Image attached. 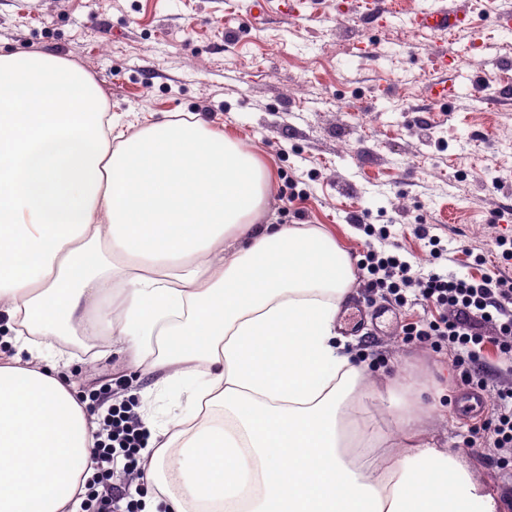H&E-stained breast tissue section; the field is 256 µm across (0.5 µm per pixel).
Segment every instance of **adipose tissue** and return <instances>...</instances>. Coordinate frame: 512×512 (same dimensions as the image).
<instances>
[{
	"label": "adipose tissue",
	"mask_w": 512,
	"mask_h": 512,
	"mask_svg": "<svg viewBox=\"0 0 512 512\" xmlns=\"http://www.w3.org/2000/svg\"><path fill=\"white\" fill-rule=\"evenodd\" d=\"M271 185L196 115L117 134L84 70L0 53V512H80L98 424L59 372L65 336L107 337L184 397L167 424L141 414L168 512H500L422 439L423 383L368 381L336 326L353 261L319 226L260 223ZM367 409L374 414V423L381 428L382 431L386 432L390 439V445L392 451H397L402 445V434L396 429L390 422L387 415L382 413V409L378 404V400L372 399L367 401Z\"/></svg>",
	"instance_id": "1"
}]
</instances>
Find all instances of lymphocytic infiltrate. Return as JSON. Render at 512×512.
I'll use <instances>...</instances> for the list:
<instances>
[{
    "mask_svg": "<svg viewBox=\"0 0 512 512\" xmlns=\"http://www.w3.org/2000/svg\"><path fill=\"white\" fill-rule=\"evenodd\" d=\"M368 288H384L392 295L408 288H418L427 306L439 309L437 318H424L410 327L409 335L420 340L447 342L456 351L454 366L461 383L481 385L480 352L485 344L483 326H493L496 343L503 354L512 355V277L503 274L475 278L454 273H430L420 277L411 265L393 254L367 245L358 262ZM475 435L489 436L502 455L498 467L512 464V387L497 393V411L491 418L474 427ZM99 442L94 460L99 473L96 488L89 495L96 512H115L116 504L126 512H138L131 489L142 477L140 451L146 445L147 433L132 406L109 407L100 419Z\"/></svg>",
    "mask_w": 512,
    "mask_h": 512,
    "instance_id": "lymphocytic-infiltrate-1",
    "label": "lymphocytic infiltrate"
}]
</instances>
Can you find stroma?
I'll use <instances>...</instances> for the list:
<instances>
[{
    "instance_id": "1",
    "label": "stroma",
    "mask_w": 512,
    "mask_h": 512,
    "mask_svg": "<svg viewBox=\"0 0 512 512\" xmlns=\"http://www.w3.org/2000/svg\"><path fill=\"white\" fill-rule=\"evenodd\" d=\"M505 0H399L389 16L336 0H315L290 19L288 0H0V52L50 54L77 64L99 86L112 120L190 113L241 141L274 169L262 217L271 224H317L352 260L365 225H389L387 253L421 272L479 274L474 255L512 239V118L491 111L484 77L501 74L512 91V31L495 20ZM462 13L454 42L421 25L418 14ZM468 65L449 64L447 99L428 78L437 60L469 49ZM428 224L443 256L418 250L416 224ZM393 307V306H392ZM408 300L386 325L354 331L349 350L376 386L410 375L426 380L420 414L428 438L464 456L512 512V480L489 462L486 440L466 445L478 418H490L497 391L512 386V359L494 342L482 348L483 412L470 414L446 343L408 339L405 326L437 317ZM65 344V374L82 400L140 403L153 380L126 354L98 356L80 336Z\"/></svg>"
}]
</instances>
